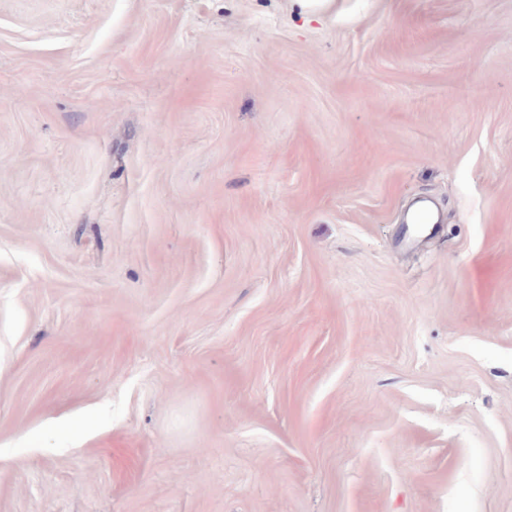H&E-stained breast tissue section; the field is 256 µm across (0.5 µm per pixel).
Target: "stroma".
Wrapping results in <instances>:
<instances>
[{
  "label": "stroma",
  "instance_id": "stroma-1",
  "mask_svg": "<svg viewBox=\"0 0 512 512\" xmlns=\"http://www.w3.org/2000/svg\"><path fill=\"white\" fill-rule=\"evenodd\" d=\"M0 512H512V0H0Z\"/></svg>",
  "mask_w": 512,
  "mask_h": 512
}]
</instances>
